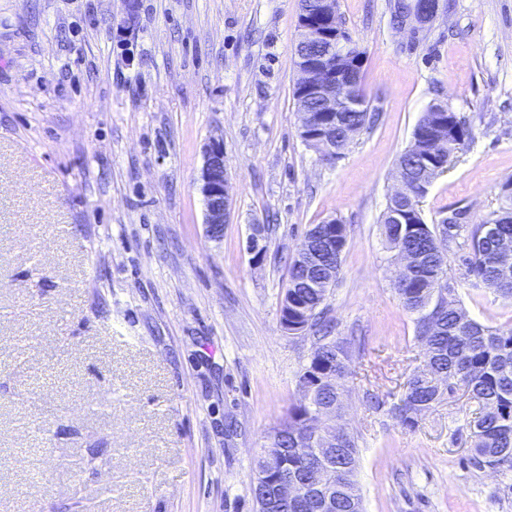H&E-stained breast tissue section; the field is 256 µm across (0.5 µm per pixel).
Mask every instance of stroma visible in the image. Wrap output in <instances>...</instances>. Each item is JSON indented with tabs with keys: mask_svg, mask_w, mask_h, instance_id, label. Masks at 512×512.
<instances>
[{
	"mask_svg": "<svg viewBox=\"0 0 512 512\" xmlns=\"http://www.w3.org/2000/svg\"><path fill=\"white\" fill-rule=\"evenodd\" d=\"M337 0L380 117L326 160L293 99L299 0H0V512H255L254 460L299 398L311 334L280 324L310 225L348 228L325 301L351 337L342 419L365 512H512V474L465 464L469 404L391 415L424 347L379 217L422 113L474 137L422 199L427 223H480L512 178V0ZM224 142L232 216L205 233L196 181ZM269 230L264 257L250 224ZM448 273L470 319L512 300ZM387 406L375 409L369 395Z\"/></svg>",
	"mask_w": 512,
	"mask_h": 512,
	"instance_id": "obj_1",
	"label": "stroma"
}]
</instances>
